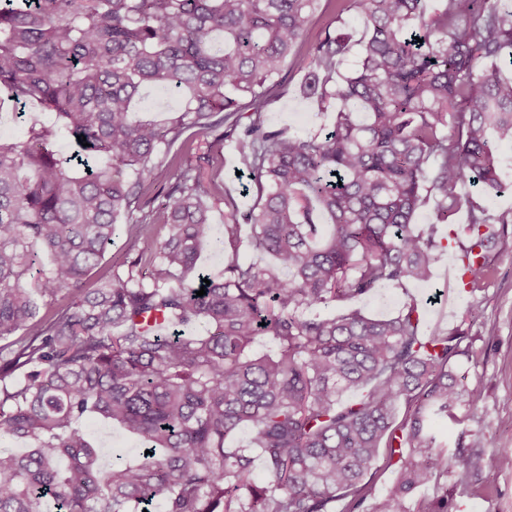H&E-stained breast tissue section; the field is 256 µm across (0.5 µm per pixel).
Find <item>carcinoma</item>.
Returning a JSON list of instances; mask_svg holds the SVG:
<instances>
[{"mask_svg": "<svg viewBox=\"0 0 512 512\" xmlns=\"http://www.w3.org/2000/svg\"><path fill=\"white\" fill-rule=\"evenodd\" d=\"M319 2L0 0V87L55 114L0 140V444L29 445L0 450V512H358L383 450L394 478L370 512H404L447 473L464 490L494 482L478 481L477 456L449 467L431 429L483 400L453 371L465 333L424 334L416 302L385 318L350 303L431 279L442 245L414 224L430 195L438 224L468 213L464 286L492 277L512 212L491 215L459 188L504 189L512 8L443 0L429 17L425 0H344L364 35L339 81L348 33L295 50ZM288 62L304 96L339 104L326 133L266 127L267 83ZM145 85L182 91L180 115L133 118ZM188 132L210 138L193 162L171 153ZM62 135L88 143L66 163ZM226 141L254 203L224 214L231 259L213 278L197 268L221 197L204 165ZM121 218L135 256L92 283ZM245 246L275 264L241 261ZM261 336L275 356L253 352ZM92 416L137 442L135 456L104 461ZM244 428L260 483L252 453L224 447Z\"/></svg>", "mask_w": 512, "mask_h": 512, "instance_id": "cac0c4a2", "label": "carcinoma"}]
</instances>
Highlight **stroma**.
Here are the masks:
<instances>
[{"label":"stroma","instance_id":"35a3bbf8","mask_svg":"<svg viewBox=\"0 0 512 512\" xmlns=\"http://www.w3.org/2000/svg\"><path fill=\"white\" fill-rule=\"evenodd\" d=\"M339 18L354 36H361L363 23L355 12L344 10L341 0H324L309 17L299 50H306L309 41ZM300 82V75L288 69L274 79L264 112L269 129L306 135L331 127L332 113L319 111L316 101L304 97ZM182 106L176 90L154 87L142 89L136 104L138 117L158 121L174 117ZM245 169L230 142L205 169L206 178L224 188L223 201L211 211V236L199 259L200 268L214 275L223 273L227 260L222 245L227 204L245 211L253 203L251 195L243 190L247 182ZM435 208V200H428L415 218L420 228L436 226V239L444 247V257L436 264L432 280L401 287L381 285L363 296L359 305L372 315H391L414 299L421 308L424 332L467 327L469 351L456 357L453 367L462 386L481 388L484 401L478 408L468 410L463 424L439 420L435 430L449 452L460 449L468 455H479L484 468L494 473L495 483L475 494L455 488L452 478L446 476L440 486L430 485L409 496L406 512H424L442 488L448 491V512H512V234L489 257L493 277L481 289L470 291L447 274V258L458 254L459 248L455 239L449 238L447 225L436 224ZM471 303L479 304L483 315L469 326L465 323V310Z\"/></svg>","mask_w":512,"mask_h":512}]
</instances>
